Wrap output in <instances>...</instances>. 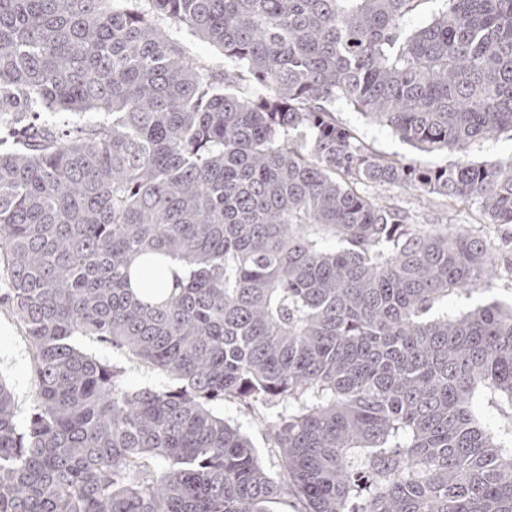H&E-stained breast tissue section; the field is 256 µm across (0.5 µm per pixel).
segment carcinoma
I'll list each match as a JSON object with an SVG mask.
<instances>
[{
	"label": "carcinoma",
	"instance_id": "cac0c4a2",
	"mask_svg": "<svg viewBox=\"0 0 512 512\" xmlns=\"http://www.w3.org/2000/svg\"><path fill=\"white\" fill-rule=\"evenodd\" d=\"M422 2L0 0V269L32 356L25 423L0 381V512H512V421L477 405L512 411V303L434 313L512 280V155L468 156L512 133V0L409 31ZM338 106L455 160L385 158ZM137 257L170 288H131ZM225 402L265 414L278 476ZM171 36L190 59L204 62L210 68L217 71L224 68V55L222 52L204 42L187 29L173 28ZM512 154L510 132H503L496 137L473 144L469 158L479 162H494ZM370 193L378 195L392 202L401 205H414L417 211L418 224H470L475 232L480 235L493 237L496 235V228L492 224H484L475 205H455L442 199H434V204H416L413 192L395 187H375L369 189ZM419 205V206H418ZM75 343L85 351L94 353L97 356L112 358L115 362L124 366L126 368L125 382L130 386L158 385L162 382V378L152 370L127 362L123 357L112 354V349L103 344L91 342L80 337L76 338Z\"/></svg>",
	"mask_w": 512,
	"mask_h": 512
}]
</instances>
